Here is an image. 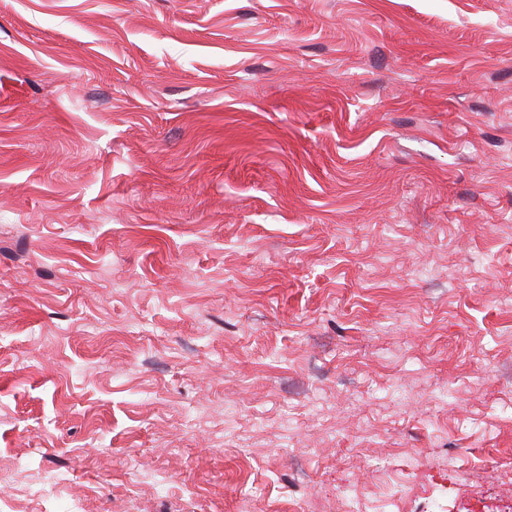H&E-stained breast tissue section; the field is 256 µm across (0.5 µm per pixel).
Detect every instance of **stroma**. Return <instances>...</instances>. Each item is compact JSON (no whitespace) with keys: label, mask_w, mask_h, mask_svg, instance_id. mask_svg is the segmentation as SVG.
Returning a JSON list of instances; mask_svg holds the SVG:
<instances>
[{"label":"stroma","mask_w":512,"mask_h":512,"mask_svg":"<svg viewBox=\"0 0 512 512\" xmlns=\"http://www.w3.org/2000/svg\"><path fill=\"white\" fill-rule=\"evenodd\" d=\"M512 512V0H0V512Z\"/></svg>","instance_id":"obj_1"}]
</instances>
